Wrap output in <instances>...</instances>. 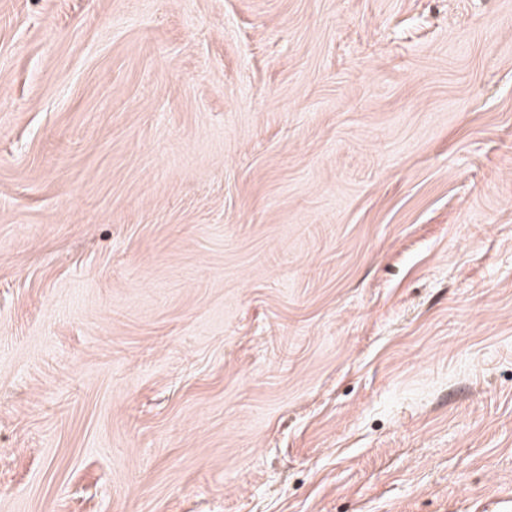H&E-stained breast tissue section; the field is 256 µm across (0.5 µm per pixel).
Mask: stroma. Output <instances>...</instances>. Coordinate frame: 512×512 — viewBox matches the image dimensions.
Returning a JSON list of instances; mask_svg holds the SVG:
<instances>
[{
  "label": "stroma",
  "mask_w": 512,
  "mask_h": 512,
  "mask_svg": "<svg viewBox=\"0 0 512 512\" xmlns=\"http://www.w3.org/2000/svg\"><path fill=\"white\" fill-rule=\"evenodd\" d=\"M0 512H512V0H0Z\"/></svg>",
  "instance_id": "stroma-1"
}]
</instances>
